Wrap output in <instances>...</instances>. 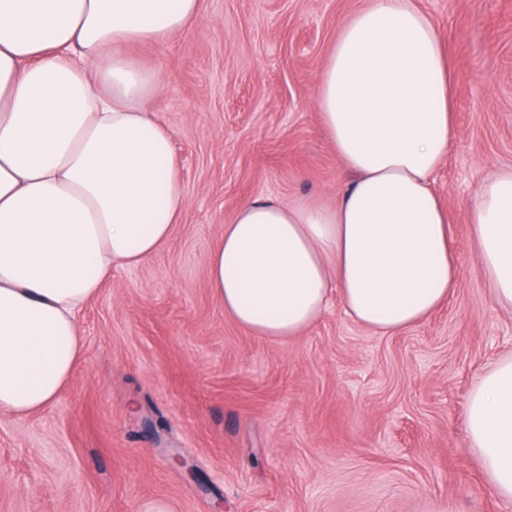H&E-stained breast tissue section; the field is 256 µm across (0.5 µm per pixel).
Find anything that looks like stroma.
<instances>
[{
  "label": "stroma",
  "mask_w": 512,
  "mask_h": 512,
  "mask_svg": "<svg viewBox=\"0 0 512 512\" xmlns=\"http://www.w3.org/2000/svg\"><path fill=\"white\" fill-rule=\"evenodd\" d=\"M367 3L204 0L169 43L130 46L162 77L148 105L174 133L187 206L155 255L113 270L85 307L84 362L55 404L0 414V512H512L465 431L475 381L512 353V310L468 224L480 181L512 166V0H417L454 71L457 136L436 188L461 273L445 304L376 333L337 299L278 340L225 316L209 287V254L242 204L335 202L341 164L315 83Z\"/></svg>",
  "instance_id": "obj_1"
}]
</instances>
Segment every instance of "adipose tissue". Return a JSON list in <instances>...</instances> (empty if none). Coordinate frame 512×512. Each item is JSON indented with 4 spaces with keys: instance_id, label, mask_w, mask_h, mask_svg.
<instances>
[{
    "instance_id": "ef3b65f1",
    "label": "adipose tissue",
    "mask_w": 512,
    "mask_h": 512,
    "mask_svg": "<svg viewBox=\"0 0 512 512\" xmlns=\"http://www.w3.org/2000/svg\"><path fill=\"white\" fill-rule=\"evenodd\" d=\"M203 0H0V414L50 407L79 367V317L113 269L153 255L187 205L161 77L120 47L163 43ZM453 67L416 0H371L339 30L315 100L345 181L334 205H242L208 257L210 287L248 332L287 339L334 297L393 332L460 277L435 176L456 137ZM477 261L512 308V166L469 204ZM469 445L512 500V354L470 392Z\"/></svg>"
}]
</instances>
